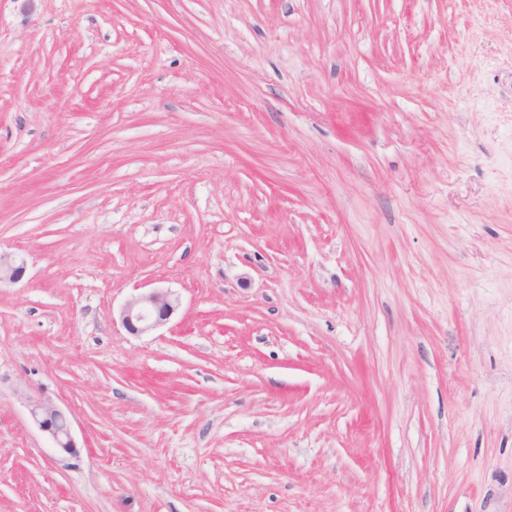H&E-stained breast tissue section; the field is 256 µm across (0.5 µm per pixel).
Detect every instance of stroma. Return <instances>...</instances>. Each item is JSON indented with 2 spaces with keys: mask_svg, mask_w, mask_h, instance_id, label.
<instances>
[{
  "mask_svg": "<svg viewBox=\"0 0 512 512\" xmlns=\"http://www.w3.org/2000/svg\"><path fill=\"white\" fill-rule=\"evenodd\" d=\"M0 250V512H512V0H0ZM179 307L177 294L169 289L155 288L127 301L120 318L128 333L140 336L166 325ZM21 396L33 423L51 440L54 447L73 453L77 447L70 417L48 397L33 396L26 392H21Z\"/></svg>",
  "mask_w": 512,
  "mask_h": 512,
  "instance_id": "35a3bbf8",
  "label": "stroma"
}]
</instances>
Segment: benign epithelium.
Returning <instances> with one entry per match:
<instances>
[{
    "label": "benign epithelium",
    "instance_id": "1",
    "mask_svg": "<svg viewBox=\"0 0 512 512\" xmlns=\"http://www.w3.org/2000/svg\"><path fill=\"white\" fill-rule=\"evenodd\" d=\"M25 269L24 261L0 253V282L17 280ZM180 307L177 294L169 289L155 288L131 298L120 312L122 325L128 333L140 336L166 325ZM33 423L66 453L76 448L70 417L50 398L21 393Z\"/></svg>",
    "mask_w": 512,
    "mask_h": 512
}]
</instances>
